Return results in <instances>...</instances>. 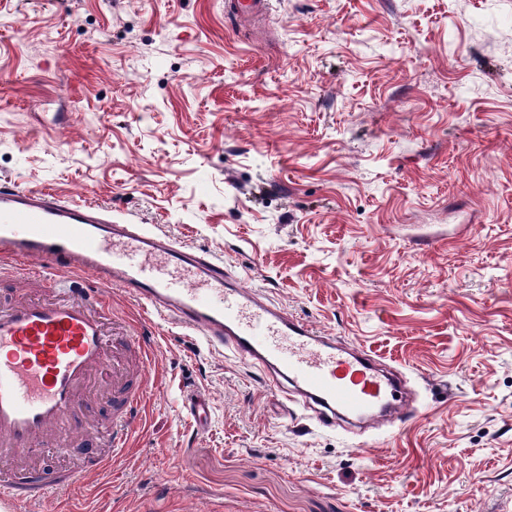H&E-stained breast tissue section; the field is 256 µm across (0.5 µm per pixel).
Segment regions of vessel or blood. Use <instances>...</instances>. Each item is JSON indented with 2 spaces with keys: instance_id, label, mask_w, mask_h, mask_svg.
I'll list each match as a JSON object with an SVG mask.
<instances>
[{
  "instance_id": "obj_1",
  "label": "vessel or blood",
  "mask_w": 512,
  "mask_h": 512,
  "mask_svg": "<svg viewBox=\"0 0 512 512\" xmlns=\"http://www.w3.org/2000/svg\"><path fill=\"white\" fill-rule=\"evenodd\" d=\"M267 9L266 0H224L235 18ZM21 258L36 261V287L27 299L0 300V462L26 464L0 469V512H28L76 485L82 467L34 466L46 449H80L83 467L101 471L127 447L151 378L150 328L160 323L198 335L209 350H230L311 409L322 428L382 416L404 423L415 414L402 376L241 286L223 259L97 205L1 183L0 261ZM79 272L92 287L81 286ZM116 288L141 305L146 329L113 315ZM107 368L112 389L97 428L87 383ZM183 405L205 429L209 397L192 392Z\"/></svg>"
}]
</instances>
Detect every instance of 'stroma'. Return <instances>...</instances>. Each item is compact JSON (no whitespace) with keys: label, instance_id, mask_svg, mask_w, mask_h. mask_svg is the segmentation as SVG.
<instances>
[{"label":"stroma","instance_id":"stroma-1","mask_svg":"<svg viewBox=\"0 0 512 512\" xmlns=\"http://www.w3.org/2000/svg\"><path fill=\"white\" fill-rule=\"evenodd\" d=\"M1 179L223 258L419 410L324 430L161 324L132 447L29 512H512V0H0ZM268 9V2L264 0H225L224 11L226 15L238 18L246 16L255 18L262 16ZM183 405L198 430H204L212 412L209 397L201 392H191L186 395Z\"/></svg>","mask_w":512,"mask_h":512}]
</instances>
